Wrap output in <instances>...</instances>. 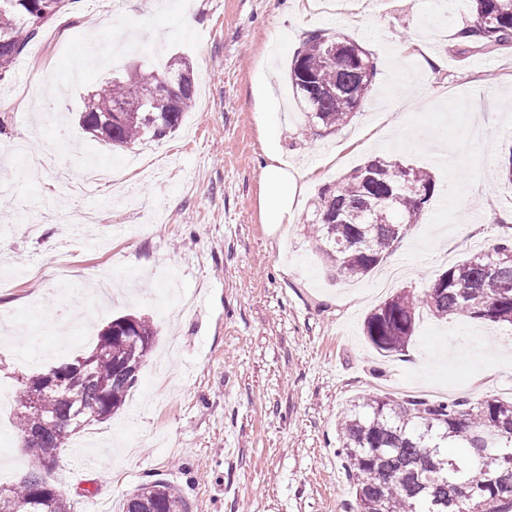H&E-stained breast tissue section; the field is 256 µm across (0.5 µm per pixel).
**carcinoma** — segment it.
Returning <instances> with one entry per match:
<instances>
[{"label": "carcinoma", "instance_id": "carcinoma-1", "mask_svg": "<svg viewBox=\"0 0 512 512\" xmlns=\"http://www.w3.org/2000/svg\"><path fill=\"white\" fill-rule=\"evenodd\" d=\"M470 23L457 32L465 50L491 54L512 45V0H468ZM69 0H0V79L15 66L43 24ZM335 46V54L326 48ZM377 74L376 62L358 42L312 32L288 63V83L313 135L347 123L361 106ZM179 80L183 90L165 94L161 79ZM130 98L145 103L141 117L109 122ZM194 99L193 67L182 57L165 71L137 65L83 98L79 124L98 141L123 148L140 139L160 141L173 133ZM437 191L423 167L377 157L353 169L335 186L323 187L307 223L319 250L345 278L369 274L404 237V228L423 217ZM512 238L493 251L477 252L437 275L417 297L399 292L371 311L364 334L380 352L403 350L415 332L421 307L438 319L465 315L512 325ZM157 337L144 317L121 316L98 334L94 361L83 378H72L42 394L35 407L16 412L28 441L30 464L23 479L0 497V512H70L48 480L46 464L73 439V429L55 419L76 410L100 422L126 403ZM345 466L355 481L352 512H501L512 501V401L487 397L444 402L426 398L362 397L340 422ZM122 512H189L180 489L162 481L141 484L127 495Z\"/></svg>", "mask_w": 512, "mask_h": 512}]
</instances>
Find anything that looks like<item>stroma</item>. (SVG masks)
Returning a JSON list of instances; mask_svg holds the SVG:
<instances>
[{
	"mask_svg": "<svg viewBox=\"0 0 512 512\" xmlns=\"http://www.w3.org/2000/svg\"><path fill=\"white\" fill-rule=\"evenodd\" d=\"M122 0L112 30L90 35L96 0H73L47 21L0 80V267L23 270L0 286V386L91 350L85 330L133 314L157 327L156 353L177 344L164 385L143 367L126 405L75 436L87 456L63 452L54 480L74 512H121L138 485L182 490L189 512H352L355 487L336 425L361 397L512 399V326L419 311L404 351L381 356L363 333L368 313L393 293L423 294L434 277L512 236V49L464 53L457 31L466 0ZM194 23L183 27V12ZM325 30L363 45L378 73L367 105L337 130L303 135L285 66L307 34ZM187 57L197 94L177 131L121 151L77 122L80 99L137 61ZM409 101L385 119L388 97ZM423 143L401 146L400 125ZM32 140L72 168L142 158L120 192L107 186L62 195L51 170L17 164L3 147ZM305 172L288 227L262 211L271 155ZM381 156L427 168L439 189L424 219L370 275L338 278L307 230L323 186ZM63 198L96 210L72 230L40 203ZM74 265L65 288L55 253ZM15 420L0 427V484L28 469Z\"/></svg>",
	"mask_w": 512,
	"mask_h": 512,
	"instance_id": "1",
	"label": "stroma"
}]
</instances>
